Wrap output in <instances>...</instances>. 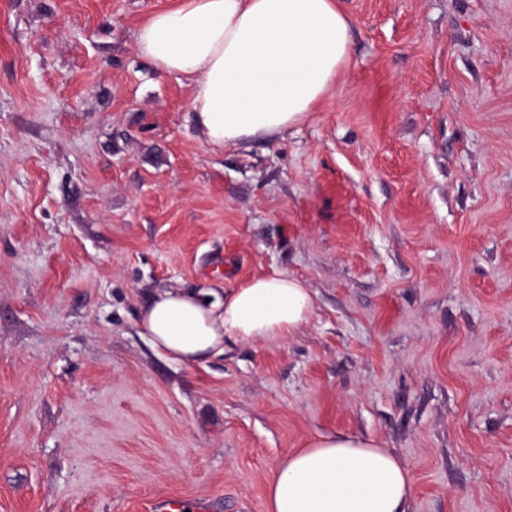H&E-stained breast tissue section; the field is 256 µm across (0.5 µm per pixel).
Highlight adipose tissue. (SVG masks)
Here are the masks:
<instances>
[{"mask_svg":"<svg viewBox=\"0 0 512 512\" xmlns=\"http://www.w3.org/2000/svg\"><path fill=\"white\" fill-rule=\"evenodd\" d=\"M351 23L336 0H182L136 32L155 68L193 89L191 111L212 147L276 139L302 123L335 84ZM313 312L297 278L272 272L225 294L173 288L140 312L151 346L195 365L229 344L291 336ZM409 467L374 441L323 435L289 451L267 485L269 512H405Z\"/></svg>","mask_w":512,"mask_h":512,"instance_id":"1","label":"adipose tissue"}]
</instances>
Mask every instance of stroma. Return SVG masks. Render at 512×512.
<instances>
[{"label":"stroma","instance_id":"obj_1","mask_svg":"<svg viewBox=\"0 0 512 512\" xmlns=\"http://www.w3.org/2000/svg\"><path fill=\"white\" fill-rule=\"evenodd\" d=\"M180 2L0 0V512H268L333 432L408 464L406 512H512V0H339L321 104L221 150L136 48ZM272 271L314 302L284 341L140 333Z\"/></svg>","mask_w":512,"mask_h":512}]
</instances>
